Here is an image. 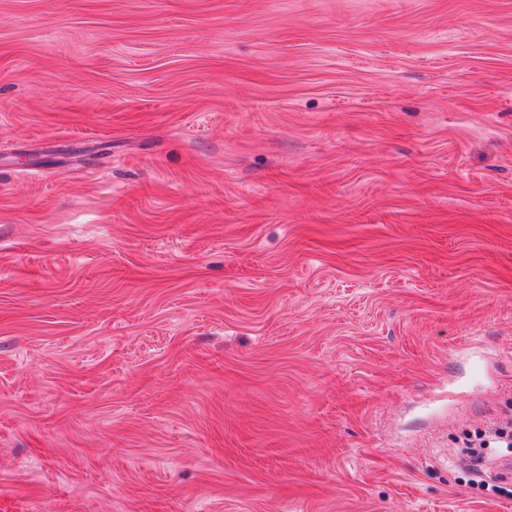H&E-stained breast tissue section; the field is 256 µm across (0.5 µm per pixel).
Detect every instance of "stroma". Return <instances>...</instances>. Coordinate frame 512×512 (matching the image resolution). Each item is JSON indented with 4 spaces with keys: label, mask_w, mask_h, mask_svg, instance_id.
<instances>
[{
    "label": "stroma",
    "mask_w": 512,
    "mask_h": 512,
    "mask_svg": "<svg viewBox=\"0 0 512 512\" xmlns=\"http://www.w3.org/2000/svg\"><path fill=\"white\" fill-rule=\"evenodd\" d=\"M512 0H0V512H512ZM511 448L512 419L499 422L487 430H477L468 434L467 443L463 448Z\"/></svg>",
    "instance_id": "35a3bbf8"
}]
</instances>
